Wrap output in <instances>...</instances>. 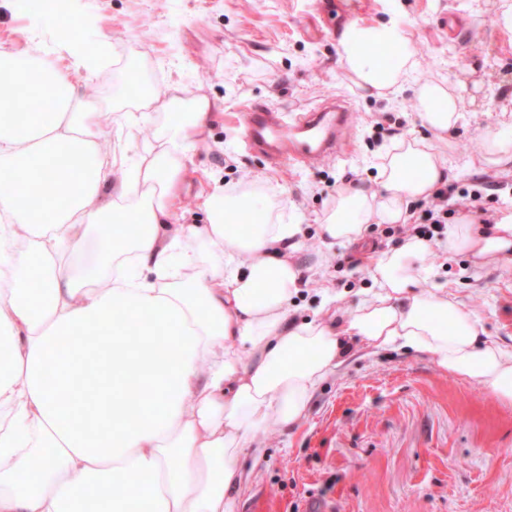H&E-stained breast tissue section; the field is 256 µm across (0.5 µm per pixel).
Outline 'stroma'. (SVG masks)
Here are the masks:
<instances>
[{
  "label": "stroma",
  "instance_id": "obj_1",
  "mask_svg": "<svg viewBox=\"0 0 512 512\" xmlns=\"http://www.w3.org/2000/svg\"><path fill=\"white\" fill-rule=\"evenodd\" d=\"M497 10V0H66L58 14L40 0H10L0 8V47L58 46L62 17L87 46L109 40L120 61L96 80L90 99L125 102L103 114L112 130L106 157L116 163L143 155L167 122L156 111L135 135L121 131L123 112L137 109L128 81L177 80L186 96L216 100L181 185L180 220L206 223L199 196L214 178L280 186L283 213L300 216L305 230L299 264L320 268L294 298L293 317L302 321L327 290L337 307H356L375 253L402 239L397 225L373 224L363 242L336 246L320 264L318 219L337 188L375 184L378 155L400 139L432 136L411 86L378 93L352 83L331 26L395 22L409 35L417 79L442 76L457 88L465 117L448 136L445 182L472 192L482 179L495 181L483 199L493 215L512 205V161L476 163L484 130L512 114V31ZM336 98L352 109L340 157L276 167L246 148L243 105L295 114ZM433 264L435 284L479 316L484 335L512 346V260L479 267L458 250ZM258 440L265 454L248 461L236 512H512V404L407 347L354 349L298 426Z\"/></svg>",
  "mask_w": 512,
  "mask_h": 512
}]
</instances>
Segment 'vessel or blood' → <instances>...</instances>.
Here are the masks:
<instances>
[{
    "mask_svg": "<svg viewBox=\"0 0 512 512\" xmlns=\"http://www.w3.org/2000/svg\"><path fill=\"white\" fill-rule=\"evenodd\" d=\"M347 124L348 106L340 100L323 102L288 121L253 105L247 109L246 142L270 161L290 164L339 154Z\"/></svg>",
    "mask_w": 512,
    "mask_h": 512,
    "instance_id": "vessel-or-blood-1",
    "label": "vessel or blood"
}]
</instances>
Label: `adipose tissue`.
Masks as SVG:
<instances>
[{"label": "adipose tissue", "mask_w": 512, "mask_h": 512, "mask_svg": "<svg viewBox=\"0 0 512 512\" xmlns=\"http://www.w3.org/2000/svg\"><path fill=\"white\" fill-rule=\"evenodd\" d=\"M342 58L358 85L388 90L416 69L392 22L351 25ZM58 51L0 48V512H235L243 457L259 432L296 426L351 342L400 344L512 403V348L432 282L431 257L459 248L479 264L512 257V208L451 225L439 244L413 236L372 260V288L340 320L290 318L301 286V225L280 188L223 184L204 224H176L190 149L215 104L172 82L145 111L168 113L140 160L115 166L100 108L83 92L116 60L109 41ZM40 98L55 109L9 112ZM434 142L399 140L379 182L339 188L325 247L371 224H404L410 201L443 180V147L463 117L445 80L417 84ZM140 225L134 239L126 224Z\"/></svg>", "instance_id": "ef3b65f1"}]
</instances>
